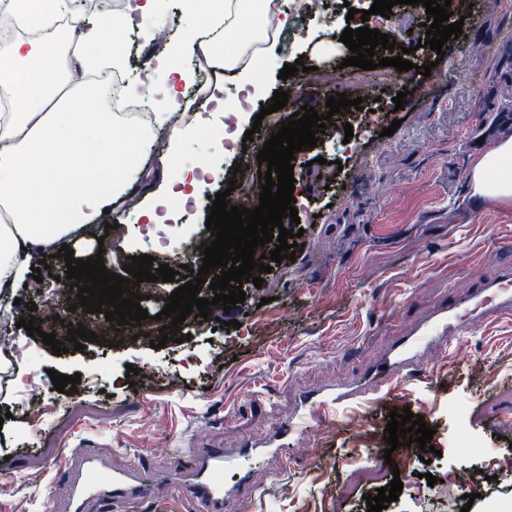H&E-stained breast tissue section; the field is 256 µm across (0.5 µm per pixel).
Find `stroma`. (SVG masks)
<instances>
[{
  "label": "stroma",
  "mask_w": 512,
  "mask_h": 512,
  "mask_svg": "<svg viewBox=\"0 0 512 512\" xmlns=\"http://www.w3.org/2000/svg\"><path fill=\"white\" fill-rule=\"evenodd\" d=\"M373 2L327 0L310 16L296 0L291 4L277 62L256 63L261 93L248 95L250 107L231 118L230 147L212 137L184 144L189 161L223 172L220 180L198 182L187 223L205 227L234 168L255 163L258 149L243 138L282 87L284 65L301 58L333 71L332 80L305 87L300 98L318 113H326L330 96L350 93L358 69L342 66L348 52L340 36L363 25L349 18V9L367 11ZM188 4L159 0L158 24L135 30L125 29L123 10L110 13L129 75L150 80L160 27L177 39ZM426 20L425 9L392 8L387 33L409 48L414 67L404 74L391 66L373 70L382 90L377 105L385 110L380 124L362 122V110L377 106L366 100L348 117L352 133L337 129L322 145L296 152L301 245L294 262L273 264L262 286L243 283L239 328L197 316L183 326L190 339L180 344L90 342L59 355L17 325L33 299L29 290L17 287L0 300V337L24 347L19 365L27 380L23 390L0 393V504L8 512H59L67 477L58 461L76 448L96 449L116 467L127 464L126 449H139L157 486H164L172 451L191 448L197 426L227 447L259 438L287 419L298 393L369 370L398 336L402 307L423 316L449 287L492 273L501 243L512 238V205L473 195L469 175L479 153L469 140L494 126L495 112H512V83L501 75L512 62V13L474 0L461 35L445 43L442 57L418 44ZM427 64L430 76L416 74V66ZM417 86L426 95L413 96ZM402 91L408 98L399 110L393 99ZM396 119L400 127L383 135ZM123 216L119 246L126 256L154 255L173 232L168 224L135 225L131 208ZM131 366L139 370L133 383L126 376ZM53 370L80 375L81 382L71 393L58 392ZM427 377L424 383L399 379L383 404L356 408L351 420L338 415L290 444L279 472L258 462L253 489L241 493L232 512H367L366 495L396 476L403 489L386 512H461L445 484L466 471L476 474L470 512H512V326L468 337L430 366ZM34 392L59 403L37 427L23 416ZM406 408L434 429L439 454L427 464L411 457L410 447H398L393 458L407 467L396 475L372 437L384 434L390 412ZM485 448L504 459L491 481L482 472ZM430 475L435 483H427Z\"/></svg>",
  "instance_id": "obj_1"
}]
</instances>
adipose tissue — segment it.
Returning a JSON list of instances; mask_svg holds the SVG:
<instances>
[{
  "mask_svg": "<svg viewBox=\"0 0 512 512\" xmlns=\"http://www.w3.org/2000/svg\"><path fill=\"white\" fill-rule=\"evenodd\" d=\"M19 16L30 35L0 45L7 56L0 61V87L16 98V109L0 113V291L14 288L47 251H55L100 221L105 209L123 201L145 166L143 145L132 134L115 136L118 117L100 111L96 89L87 86L78 97L79 111L65 99L44 91L46 83L66 69V54L47 57L55 41L53 16L69 14L68 0H0ZM275 15L279 27L291 16L288 0H224L222 29L211 39L194 44L220 71L215 91L235 82L254 84L253 62H274L279 39L267 30H249L256 16ZM106 24L82 30L77 54L83 69L119 68L123 59L112 49ZM182 43L171 44L156 58L151 83L131 81L127 95L149 99L152 131L166 132L170 158L181 166L185 128L175 125V113L206 109L211 99L189 100L184 88L193 72L180 65ZM475 196H490L512 204V136L492 142L470 173ZM184 174H162L142 198L139 215H151L157 203L173 208L188 199Z\"/></svg>",
  "mask_w": 512,
  "mask_h": 512,
  "instance_id": "ef3b65f1",
  "label": "adipose tissue"
}]
</instances>
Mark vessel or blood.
Here are the masks:
<instances>
[{
    "label": "vessel or blood",
    "mask_w": 512,
    "mask_h": 512,
    "mask_svg": "<svg viewBox=\"0 0 512 512\" xmlns=\"http://www.w3.org/2000/svg\"><path fill=\"white\" fill-rule=\"evenodd\" d=\"M496 321L512 323V266L495 277L470 280L462 292L443 299L426 317L410 321L408 330L395 338L369 376L348 386L337 384L299 394L291 420L274 423L263 440L240 448H223L205 440L199 449L178 454L163 492L154 490L142 461L111 468L98 452L87 448L70 452L64 458L65 468L73 474L69 512L163 498L187 505L192 512H225L236 502L239 489L250 486L251 460L277 454L290 436L299 433L304 421L324 425L339 410L389 393L399 378H421L434 356L448 355L456 344ZM228 466L237 470L238 484L233 488L224 484Z\"/></svg>",
    "instance_id": "obj_1"
}]
</instances>
